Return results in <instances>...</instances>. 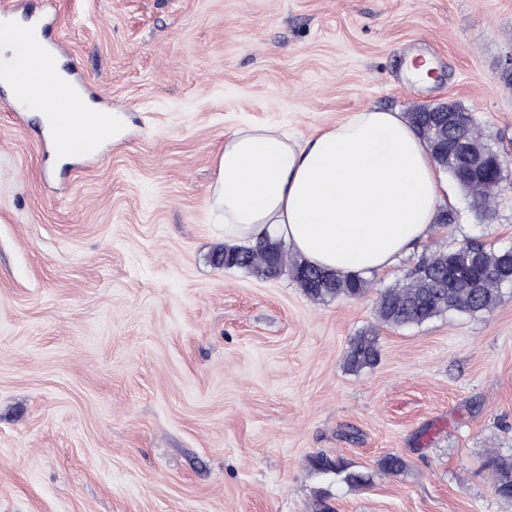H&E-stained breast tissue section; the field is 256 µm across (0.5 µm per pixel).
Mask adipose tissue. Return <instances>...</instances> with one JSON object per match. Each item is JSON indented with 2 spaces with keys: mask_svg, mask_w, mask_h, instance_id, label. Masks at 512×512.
I'll use <instances>...</instances> for the list:
<instances>
[{
  "mask_svg": "<svg viewBox=\"0 0 512 512\" xmlns=\"http://www.w3.org/2000/svg\"><path fill=\"white\" fill-rule=\"evenodd\" d=\"M10 86L39 85L48 62L0 29ZM444 191L428 150L397 112L367 108L305 141L273 127L224 143L212 204L224 238L280 237L311 264L339 273L390 266L430 229Z\"/></svg>",
  "mask_w": 512,
  "mask_h": 512,
  "instance_id": "obj_1",
  "label": "adipose tissue"
}]
</instances>
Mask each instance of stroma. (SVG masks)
<instances>
[{
	"instance_id": "35a3bbf8",
	"label": "stroma",
	"mask_w": 512,
	"mask_h": 512,
	"mask_svg": "<svg viewBox=\"0 0 512 512\" xmlns=\"http://www.w3.org/2000/svg\"><path fill=\"white\" fill-rule=\"evenodd\" d=\"M123 128L60 163L0 106V512H512L483 472L512 453V292L490 313L392 330L374 292L318 303L217 265L211 186L254 126L304 140L367 107L468 108L512 161V0H23ZM429 57L422 81L409 58ZM449 239L512 243L456 184ZM377 327L380 361L347 371ZM401 456L403 472L379 460ZM340 456L353 489L317 472ZM319 473L336 475V479L342 481L351 488H364L373 483V475L369 472L351 469L342 458L336 460L328 456H318L313 462Z\"/></svg>"
}]
</instances>
